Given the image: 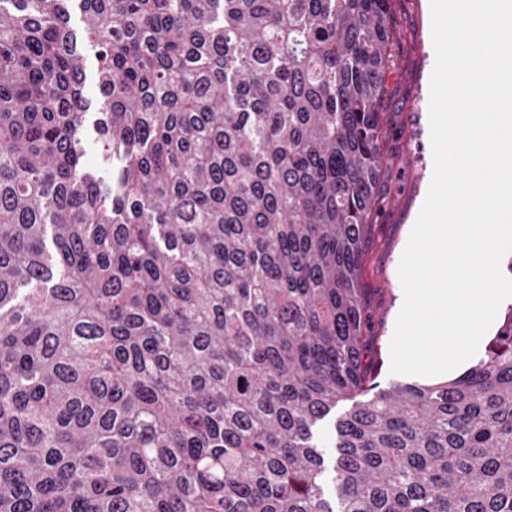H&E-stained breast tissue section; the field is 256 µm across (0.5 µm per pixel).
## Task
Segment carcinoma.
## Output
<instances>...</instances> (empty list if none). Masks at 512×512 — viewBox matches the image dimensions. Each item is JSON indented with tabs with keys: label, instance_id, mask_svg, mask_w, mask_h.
I'll use <instances>...</instances> for the list:
<instances>
[{
	"label": "carcinoma",
	"instance_id": "obj_1",
	"mask_svg": "<svg viewBox=\"0 0 512 512\" xmlns=\"http://www.w3.org/2000/svg\"><path fill=\"white\" fill-rule=\"evenodd\" d=\"M390 9L0 0V512H512V307L460 378L346 411L326 492Z\"/></svg>",
	"mask_w": 512,
	"mask_h": 512
}]
</instances>
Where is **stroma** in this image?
<instances>
[{"label": "stroma", "instance_id": "obj_1", "mask_svg": "<svg viewBox=\"0 0 512 512\" xmlns=\"http://www.w3.org/2000/svg\"><path fill=\"white\" fill-rule=\"evenodd\" d=\"M390 18L397 41L384 98L387 133L379 202L366 237L360 276L373 311L369 333L377 338L374 382L382 388L394 379L390 341L403 304L398 265L433 173L429 97L435 52L427 0H392Z\"/></svg>", "mask_w": 512, "mask_h": 512}]
</instances>
